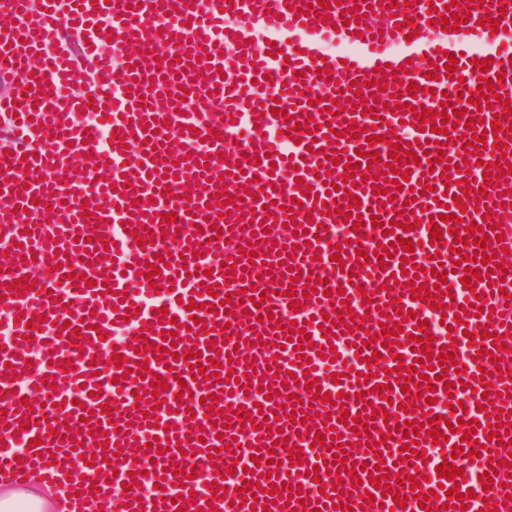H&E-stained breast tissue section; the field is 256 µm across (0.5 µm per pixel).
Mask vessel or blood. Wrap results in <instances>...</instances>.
I'll list each match as a JSON object with an SVG mask.
<instances>
[{"label": "vessel or blood", "mask_w": 512, "mask_h": 512, "mask_svg": "<svg viewBox=\"0 0 512 512\" xmlns=\"http://www.w3.org/2000/svg\"><path fill=\"white\" fill-rule=\"evenodd\" d=\"M0 17L1 482L62 487L60 512H512V0Z\"/></svg>", "instance_id": "obj_1"}]
</instances>
